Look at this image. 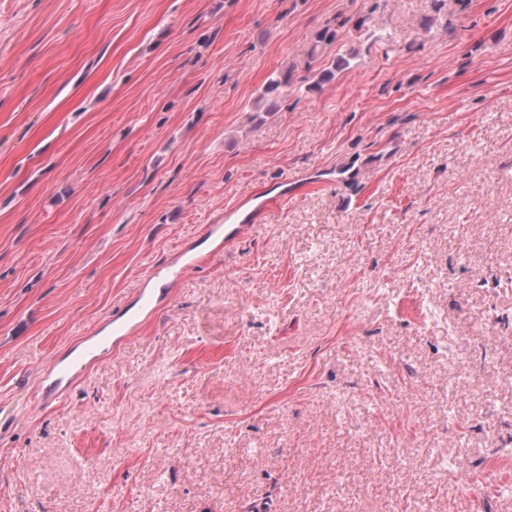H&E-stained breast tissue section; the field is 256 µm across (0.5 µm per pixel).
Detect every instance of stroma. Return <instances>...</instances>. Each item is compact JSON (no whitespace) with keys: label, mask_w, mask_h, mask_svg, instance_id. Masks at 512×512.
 <instances>
[{"label":"stroma","mask_w":512,"mask_h":512,"mask_svg":"<svg viewBox=\"0 0 512 512\" xmlns=\"http://www.w3.org/2000/svg\"><path fill=\"white\" fill-rule=\"evenodd\" d=\"M0 512H512V0H0Z\"/></svg>","instance_id":"stroma-1"}]
</instances>
